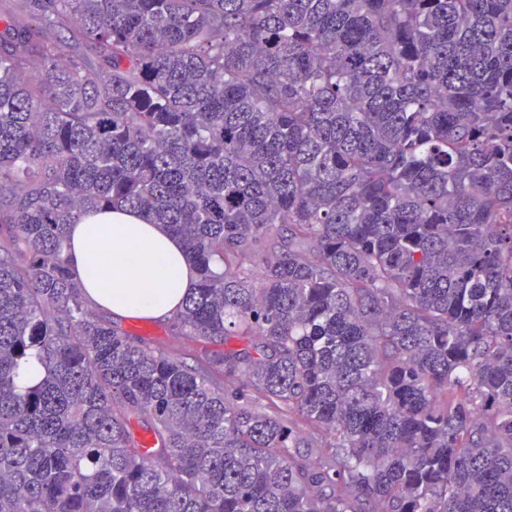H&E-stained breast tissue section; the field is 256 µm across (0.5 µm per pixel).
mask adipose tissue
I'll use <instances>...</instances> for the list:
<instances>
[{"mask_svg": "<svg viewBox=\"0 0 512 512\" xmlns=\"http://www.w3.org/2000/svg\"><path fill=\"white\" fill-rule=\"evenodd\" d=\"M68 235L77 284L111 318L167 320L196 286L197 272L182 241L140 211L115 207L91 212L71 225ZM103 257L120 271L106 290L98 286Z\"/></svg>", "mask_w": 512, "mask_h": 512, "instance_id": "1", "label": "adipose tissue"}]
</instances>
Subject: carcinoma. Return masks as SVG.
<instances>
[{
	"label": "carcinoma",
	"mask_w": 512,
	"mask_h": 512,
	"mask_svg": "<svg viewBox=\"0 0 512 512\" xmlns=\"http://www.w3.org/2000/svg\"><path fill=\"white\" fill-rule=\"evenodd\" d=\"M13 5L0 512H512V0ZM116 204L224 349L95 312L68 229Z\"/></svg>",
	"instance_id": "obj_1"
}]
</instances>
